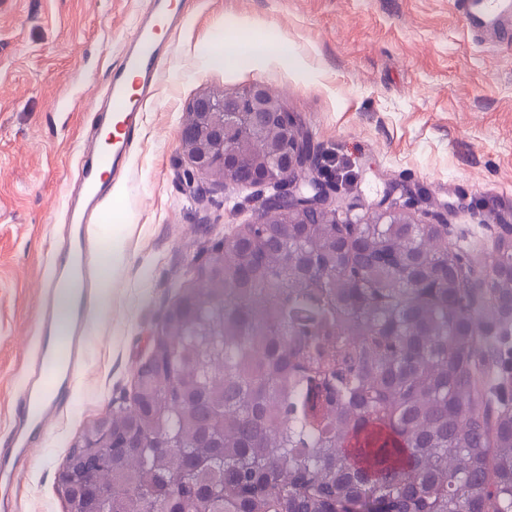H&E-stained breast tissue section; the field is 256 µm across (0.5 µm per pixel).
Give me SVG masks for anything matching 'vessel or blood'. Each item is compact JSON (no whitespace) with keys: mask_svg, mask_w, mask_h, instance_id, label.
Returning <instances> with one entry per match:
<instances>
[{"mask_svg":"<svg viewBox=\"0 0 512 512\" xmlns=\"http://www.w3.org/2000/svg\"><path fill=\"white\" fill-rule=\"evenodd\" d=\"M456 8L469 30L512 32V0H456ZM167 9L166 0H150L107 90L112 129L92 126L95 141L79 158L83 194L67 206L68 239L44 281L33 356L15 400L13 430L0 449L1 483L18 478L32 450L33 430H47L71 400L70 372L82 360L94 300L93 230L112 191L110 178L121 174L136 140L138 126L131 115L142 108L157 77L161 45L155 35Z\"/></svg>","mask_w":512,"mask_h":512,"instance_id":"1","label":"vessel or blood"}]
</instances>
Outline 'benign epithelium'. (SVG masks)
Listing matches in <instances>:
<instances>
[{"mask_svg": "<svg viewBox=\"0 0 512 512\" xmlns=\"http://www.w3.org/2000/svg\"><path fill=\"white\" fill-rule=\"evenodd\" d=\"M191 107L197 109V126L205 130L206 139L202 142L180 131L189 179L219 170L225 173L222 182H232L230 173L246 160L250 185L275 189L265 199L263 216L238 231L237 240L260 248L263 224L336 223L332 208L336 186L320 179L315 148L279 95L255 82L219 98L201 94ZM375 223L412 224L414 220L404 212L378 209Z\"/></svg>", "mask_w": 512, "mask_h": 512, "instance_id": "benign-epithelium-1", "label": "benign epithelium"}]
</instances>
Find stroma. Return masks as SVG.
Returning a JSON list of instances; mask_svg holds the SVG:
<instances>
[{
  "label": "stroma",
  "instance_id": "stroma-1",
  "mask_svg": "<svg viewBox=\"0 0 512 512\" xmlns=\"http://www.w3.org/2000/svg\"><path fill=\"white\" fill-rule=\"evenodd\" d=\"M159 79L142 107L131 157L97 227L115 263L97 280L72 397L23 478L0 483L12 512H63L56 477L86 424L130 405L151 336L206 250L254 221L266 188L197 176L179 148L203 93L255 82L281 95L302 131L333 157L336 198L368 217L400 206L442 221L464 263L480 269L512 234V37L479 38L454 0H180ZM146 0H0V440L31 356L38 289L65 237L76 192V140L90 112H60L68 94L104 102ZM282 41L246 65L212 57L219 42Z\"/></svg>",
  "mask_w": 512,
  "mask_h": 512
}]
</instances>
